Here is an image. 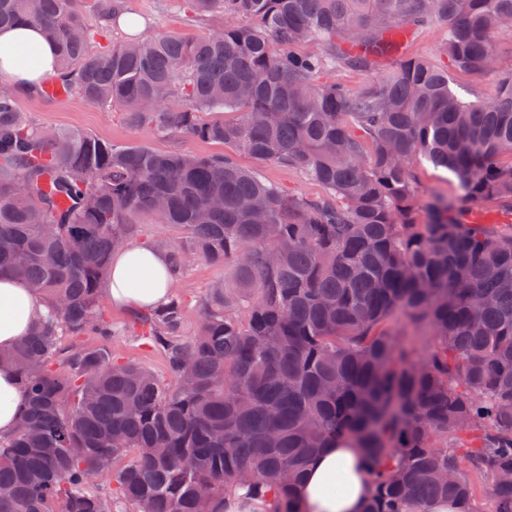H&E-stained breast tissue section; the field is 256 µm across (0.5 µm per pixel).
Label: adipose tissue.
<instances>
[{"label":"adipose tissue","instance_id":"adipose-tissue-1","mask_svg":"<svg viewBox=\"0 0 512 512\" xmlns=\"http://www.w3.org/2000/svg\"><path fill=\"white\" fill-rule=\"evenodd\" d=\"M56 71L52 44L36 25L0 29V80L28 87ZM113 307L136 313L165 305L172 291L166 253L148 243L116 251L105 282ZM47 311L43 297L18 279L0 280V349H12ZM23 403L18 374L0 367V435L11 434ZM372 492L368 466L353 448L319 449L294 495L300 512H363Z\"/></svg>","mask_w":512,"mask_h":512}]
</instances>
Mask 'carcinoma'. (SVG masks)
I'll return each mask as SVG.
<instances>
[{
  "label": "carcinoma",
  "mask_w": 512,
  "mask_h": 512,
  "mask_svg": "<svg viewBox=\"0 0 512 512\" xmlns=\"http://www.w3.org/2000/svg\"><path fill=\"white\" fill-rule=\"evenodd\" d=\"M184 2L220 25L95 50L79 0H0V28L41 26L66 93L130 127L230 146L323 193H289L228 152L45 133L1 92L0 277L48 314L0 351L26 401L0 437V512H224L242 489L300 512L295 485L336 441L368 462L365 512H470L476 475L512 512V224L470 222L481 203L512 210V69L488 101L453 84L492 69L512 0ZM125 9L98 0L103 23ZM434 21L445 67L386 38ZM384 53L361 89L324 80ZM420 160L453 177L454 199L421 206ZM141 213L189 234L153 240L173 280L196 258L232 272L190 336L177 296L136 316L167 384L85 343L112 336L102 285Z\"/></svg>",
  "instance_id": "carcinoma-1"
}]
</instances>
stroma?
<instances>
[{
	"instance_id": "stroma-1",
	"label": "stroma",
	"mask_w": 512,
	"mask_h": 512,
	"mask_svg": "<svg viewBox=\"0 0 512 512\" xmlns=\"http://www.w3.org/2000/svg\"><path fill=\"white\" fill-rule=\"evenodd\" d=\"M128 11L141 21L139 29L131 31L115 28L101 38V45L116 44L132 36H150L157 33H177L187 38H196L205 33L218 21L217 16H200L185 8L182 0H126ZM447 36L444 24L434 22L419 28L404 44L407 55H418L430 59L439 66L446 65L441 55V46ZM494 73L487 75H456L457 84L466 89L474 98L489 100L496 96L498 70L512 67V30H500L494 36ZM19 108L32 125L43 131L76 129L97 136L123 148L140 144L163 152L209 156L222 152L223 147L183 135L157 136L151 128L131 129L121 113L105 107L90 105L74 97L61 99H35L20 95ZM237 163L272 182L283 190L306 196L321 194L317 183L307 180L299 172L279 166L273 162H258L250 154L239 151L235 154ZM224 268L203 260L192 261L177 281L175 292L187 305V332L197 328L201 304L210 289L223 285ZM103 312L111 323L114 334L106 342L113 355L134 360L143 368L167 378L168 373L161 352L133 329V314L113 308L111 302H104Z\"/></svg>"
}]
</instances>
